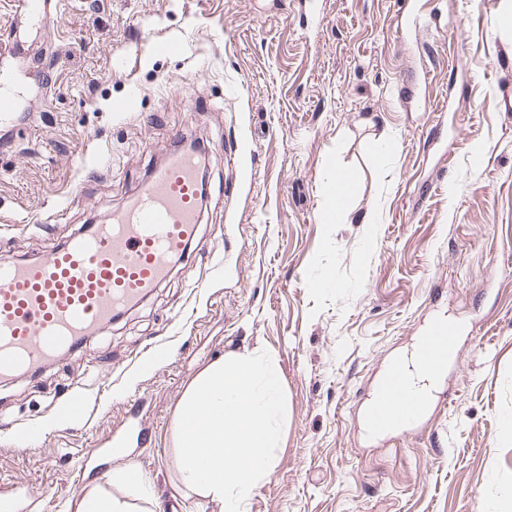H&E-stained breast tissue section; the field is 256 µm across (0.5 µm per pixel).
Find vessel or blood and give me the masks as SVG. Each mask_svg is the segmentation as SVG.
<instances>
[{
  "label": "vessel or blood",
  "mask_w": 512,
  "mask_h": 512,
  "mask_svg": "<svg viewBox=\"0 0 512 512\" xmlns=\"http://www.w3.org/2000/svg\"><path fill=\"white\" fill-rule=\"evenodd\" d=\"M203 185L196 156L173 149L109 222L34 260L0 262V378L35 374L104 333L164 283L197 237ZM458 334L432 321L410 361L392 360L364 415L375 433L404 431L429 399L414 376L442 375Z\"/></svg>",
  "instance_id": "1"
}]
</instances>
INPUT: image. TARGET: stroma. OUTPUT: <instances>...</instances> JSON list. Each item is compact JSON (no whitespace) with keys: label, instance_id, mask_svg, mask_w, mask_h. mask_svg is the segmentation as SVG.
<instances>
[{"label":"stroma","instance_id":"1","mask_svg":"<svg viewBox=\"0 0 512 512\" xmlns=\"http://www.w3.org/2000/svg\"><path fill=\"white\" fill-rule=\"evenodd\" d=\"M316 4L58 0L42 23L0 0L18 99L0 122V260L105 222L177 141L200 144L209 176L166 282L86 347L0 379V496L17 512H70L128 465L156 512H193L177 405L215 361L264 350L286 421L241 512H512V0ZM157 36L182 53H153ZM340 172L353 218L327 224ZM435 319L459 328L460 361L415 431L369 436L375 381ZM75 380L87 411L67 418Z\"/></svg>","mask_w":512,"mask_h":512}]
</instances>
